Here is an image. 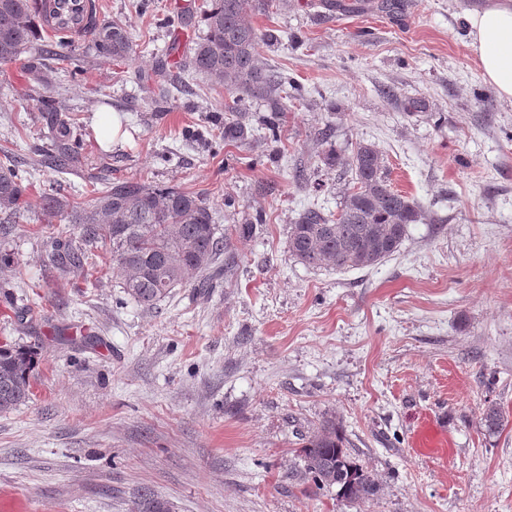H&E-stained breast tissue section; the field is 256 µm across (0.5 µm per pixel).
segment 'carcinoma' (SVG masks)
<instances>
[{"label":"carcinoma","mask_w":512,"mask_h":512,"mask_svg":"<svg viewBox=\"0 0 512 512\" xmlns=\"http://www.w3.org/2000/svg\"><path fill=\"white\" fill-rule=\"evenodd\" d=\"M43 0H0V64L16 61L38 45L46 19ZM272 0H211L203 12L205 36L194 47L188 70L224 82L230 92L273 97L286 84L280 75L264 72L257 63L263 35L247 19L250 11H266ZM63 28L86 30V49L98 57L126 60L133 51L128 27L119 21L100 23L85 12L80 0H57L51 10ZM224 138L244 140L248 127L241 119L224 125ZM78 160L72 145L54 156L63 169ZM329 166L351 172L353 187L336 214L305 211L289 227L288 252L308 267L349 269L380 264L399 251L408 226L421 217L417 203L388 184L384 159L371 144H360L349 158L335 149L324 157ZM22 161L0 153V210L17 215L31 207L28 187L20 174ZM47 224L67 217L79 227L78 239L57 238L50 260L61 272L85 277L89 256L109 249L120 287L136 303L154 307L189 276L199 274L201 286L218 277V259L227 241L217 236L210 207L202 197L174 187L159 188L137 180L110 184L86 207L52 193L37 203ZM37 353L25 345H0V411L19 408L32 396L31 379ZM503 426L495 405L485 408L480 427L489 435ZM302 459L318 487L336 485L339 494L356 503L374 496L373 475L353 462L336 421H325L305 439ZM171 504L150 493L139 496L134 512H170Z\"/></svg>","instance_id":"cac0c4a2"}]
</instances>
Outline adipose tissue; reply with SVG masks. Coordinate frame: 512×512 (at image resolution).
<instances>
[{
    "instance_id": "obj_1",
    "label": "adipose tissue",
    "mask_w": 512,
    "mask_h": 512,
    "mask_svg": "<svg viewBox=\"0 0 512 512\" xmlns=\"http://www.w3.org/2000/svg\"><path fill=\"white\" fill-rule=\"evenodd\" d=\"M470 46L487 84L512 99V0H490L467 18Z\"/></svg>"
}]
</instances>
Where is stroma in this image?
<instances>
[{"instance_id":"stroma-1","label":"stroma","mask_w":512,"mask_h":512,"mask_svg":"<svg viewBox=\"0 0 512 512\" xmlns=\"http://www.w3.org/2000/svg\"><path fill=\"white\" fill-rule=\"evenodd\" d=\"M134 52L116 62L75 39L58 74L31 51L0 65V151L55 147L66 101L81 144L65 170H31L29 194L87 204L134 178L204 197L227 271L151 309L129 299L98 250L91 280L61 276L66 219L17 215L0 269V343L32 346L26 405L0 412V503L8 512H132L140 494L175 512H512V99L482 78L467 15L486 0H286L254 12L263 70L287 76L279 134L267 98L181 67L210 0H93ZM392 90L385 98L384 90ZM418 98L426 107L408 112ZM239 107L251 128L224 138ZM131 134L102 148L98 112ZM329 141H322V131ZM383 155L394 190L419 205L399 251L369 268H309L288 252L307 209L337 212L351 174L327 145ZM307 173V180L295 177ZM249 222L251 236H236ZM501 430L480 426L487 405ZM339 421L376 479L351 503L304 471L302 440Z\"/></svg>"}]
</instances>
